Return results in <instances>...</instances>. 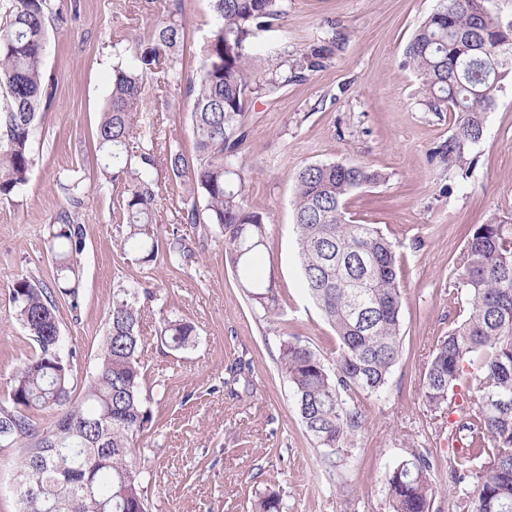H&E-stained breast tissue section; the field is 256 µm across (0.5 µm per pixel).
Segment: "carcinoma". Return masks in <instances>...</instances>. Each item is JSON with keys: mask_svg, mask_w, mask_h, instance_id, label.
Listing matches in <instances>:
<instances>
[{"mask_svg": "<svg viewBox=\"0 0 512 512\" xmlns=\"http://www.w3.org/2000/svg\"><path fill=\"white\" fill-rule=\"evenodd\" d=\"M214 28L201 46L198 80L186 86L191 99L194 154L156 142L154 125L137 134L145 111L144 78L177 62L182 29L159 20L148 37L127 42L131 62L113 66L112 91L97 133L104 173L126 185L112 214L130 227L120 251L139 255L142 265L161 261L173 272L196 262L181 226L197 238L215 227L225 251L243 273L251 300L273 320L281 295L273 279L255 274L254 261L267 247V216L250 209L233 159L248 133L243 122L252 96L274 93L288 77L256 81L250 44L256 32L284 18L280 0H210ZM46 0H10L0 20V200L25 192L32 166L30 144L38 128L43 96ZM505 23L487 0H439L405 48L406 64L419 80L433 112H449L452 127L436 154L466 179L477 162L489 112L503 81L512 74V46L497 47ZM329 55L314 50L300 68L314 71ZM166 170L183 192L172 233L154 231L156 191L152 174ZM70 208L45 240L55 264L51 290L17 274L9 299L17 320L34 341L33 351L3 379L0 448L20 455L17 512H151L137 464L138 440L152 436L147 404L148 374L139 359L146 338L141 321L154 292L140 282L112 289L107 329L92 372L73 378L71 352L62 349L58 300L78 312L81 255L86 227L75 210L83 205L84 179L65 177ZM380 180L354 163L308 165L295 173L294 224L303 287L333 328L332 360L299 336H284L278 363L295 405L326 464L357 448L366 429L362 399L387 386L402 355L399 257L391 241L372 224L347 218L345 204L355 190ZM453 288L466 296V314L440 337L424 374L423 399L432 413L455 407L450 392L465 364L479 359L471 381L476 401L460 429L475 453L449 462L456 488L451 512H512V220L493 214L465 239ZM193 324L164 317L160 342L171 351L192 346ZM432 463L412 448L387 478L390 512H430L436 497ZM256 512H283L276 491L260 497Z\"/></svg>", "mask_w": 512, "mask_h": 512, "instance_id": "obj_1", "label": "carcinoma"}]
</instances>
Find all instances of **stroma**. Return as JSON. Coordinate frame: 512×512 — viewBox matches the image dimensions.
I'll return each instance as SVG.
<instances>
[{
  "label": "stroma",
  "instance_id": "35a3bbf8",
  "mask_svg": "<svg viewBox=\"0 0 512 512\" xmlns=\"http://www.w3.org/2000/svg\"><path fill=\"white\" fill-rule=\"evenodd\" d=\"M285 18L257 32L251 51L260 72L287 64V88L253 97L248 137L237 165L248 206L265 214L269 239L262 274L283 292L278 321L264 320L244 280L224 252L219 232L201 242L198 264L149 272L159 299L145 314L141 360L163 379L148 405L157 432L141 452L150 472L152 512H252L277 491L285 512H388L389 472L411 448L428 451L437 487L432 512H450L448 415L430 416L422 398L425 368L438 336L459 320L451 275L471 227L490 215L512 217V78L490 112L477 163L468 179L449 170L436 149L451 116L430 111L404 50L438 0H282ZM169 0H47L43 61L47 91L41 126L31 145L33 165L23 196L0 201V375L32 350L9 300L13 275L52 285L45 249L48 226L68 207L63 182L70 170L87 185L79 220L86 227L80 311L60 307L61 336L75 352L73 370L85 379L106 331L113 288L138 268L119 243L129 231L112 221L123 181L100 174L95 151L102 112L117 62L115 39L145 36L165 17ZM182 83L148 75L145 98L168 140L193 153L191 105L183 84L202 66L200 45L213 29L210 0H182ZM332 46L325 66L299 73L314 47ZM350 161L371 167L379 182L353 192L347 213L373 224L400 257L403 353L380 395L365 402L367 428L335 470L306 433L277 358L283 335L302 337L331 356L333 329L302 287L293 224L294 174L310 164ZM197 328L194 346L171 352L157 341L164 316ZM246 367L232 388L224 380L235 362Z\"/></svg>",
  "mask_w": 512,
  "mask_h": 512
}]
</instances>
